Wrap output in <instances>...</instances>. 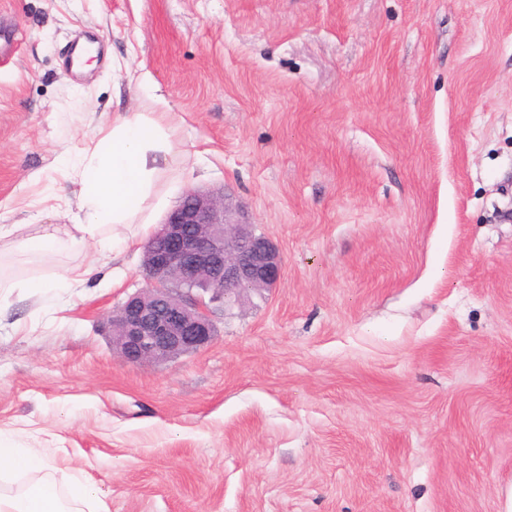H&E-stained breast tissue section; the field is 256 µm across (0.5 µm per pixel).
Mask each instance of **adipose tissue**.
<instances>
[{"label":"adipose tissue","instance_id":"ef3b65f1","mask_svg":"<svg viewBox=\"0 0 512 512\" xmlns=\"http://www.w3.org/2000/svg\"><path fill=\"white\" fill-rule=\"evenodd\" d=\"M176 128L168 112H123L101 137L61 164L78 187L80 214L58 228L36 224L21 236L20 225L0 224V253L36 248L57 254L97 241L102 249L133 244L135 227H149L154 189L176 151ZM103 491L84 475L48 478L19 494L0 492V512H102Z\"/></svg>","mask_w":512,"mask_h":512}]
</instances>
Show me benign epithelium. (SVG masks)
Returning a JSON list of instances; mask_svg holds the SVG:
<instances>
[{
	"mask_svg": "<svg viewBox=\"0 0 512 512\" xmlns=\"http://www.w3.org/2000/svg\"><path fill=\"white\" fill-rule=\"evenodd\" d=\"M281 269L275 245L224 194L191 190L145 246V287L107 318L112 349L135 365L196 351L214 335L208 302L271 288Z\"/></svg>",
	"mask_w": 512,
	"mask_h": 512,
	"instance_id": "benign-epithelium-1",
	"label": "benign epithelium"
}]
</instances>
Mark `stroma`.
<instances>
[{
  "mask_svg": "<svg viewBox=\"0 0 512 512\" xmlns=\"http://www.w3.org/2000/svg\"><path fill=\"white\" fill-rule=\"evenodd\" d=\"M0 224H69L58 156L165 98L162 223L224 193L282 259L199 350L112 351L143 250L0 257V433L107 512L512 507V0H0ZM106 36L74 75L71 40ZM95 262L115 284L53 288Z\"/></svg>",
  "mask_w": 512,
  "mask_h": 512,
  "instance_id": "1",
  "label": "stroma"
}]
</instances>
